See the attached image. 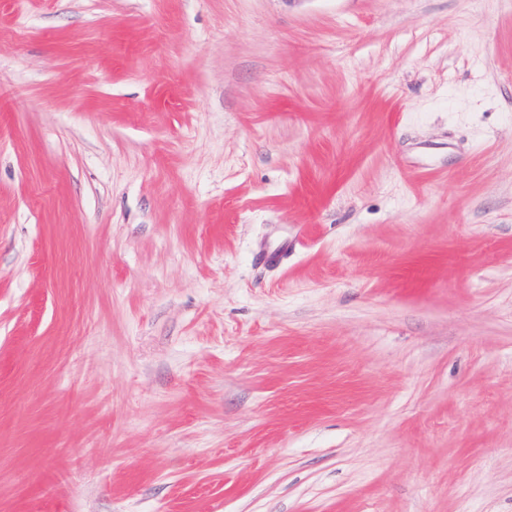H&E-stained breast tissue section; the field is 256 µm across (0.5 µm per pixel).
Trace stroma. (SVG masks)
Segmentation results:
<instances>
[{"label":"stroma","mask_w":512,"mask_h":512,"mask_svg":"<svg viewBox=\"0 0 512 512\" xmlns=\"http://www.w3.org/2000/svg\"><path fill=\"white\" fill-rule=\"evenodd\" d=\"M0 512H512V0H0Z\"/></svg>","instance_id":"obj_1"}]
</instances>
